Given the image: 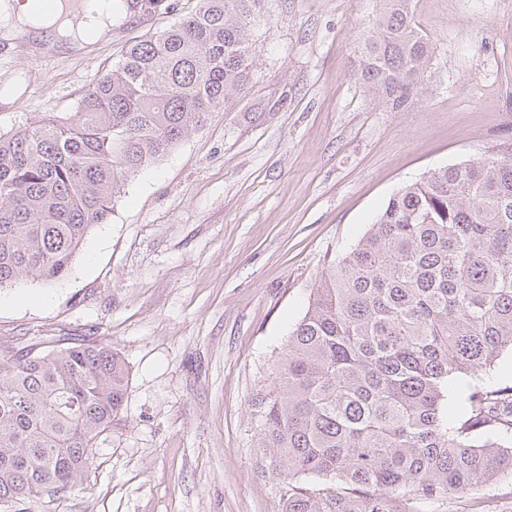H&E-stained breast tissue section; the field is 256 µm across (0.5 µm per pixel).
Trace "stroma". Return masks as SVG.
<instances>
[{
  "label": "stroma",
  "instance_id": "1",
  "mask_svg": "<svg viewBox=\"0 0 512 512\" xmlns=\"http://www.w3.org/2000/svg\"><path fill=\"white\" fill-rule=\"evenodd\" d=\"M199 0L143 5L89 53L21 37L0 57V130L76 112L129 44ZM382 0H260L249 85L125 178L70 274L0 288V342L110 340L124 406L82 486L32 512H278L248 403L329 260L427 172L512 145V0H413L433 48L400 109L359 78ZM283 96L279 109L266 105Z\"/></svg>",
  "mask_w": 512,
  "mask_h": 512
}]
</instances>
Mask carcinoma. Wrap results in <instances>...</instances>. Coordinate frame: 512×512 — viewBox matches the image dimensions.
I'll use <instances>...</instances> for the list:
<instances>
[{"label":"carcinoma","instance_id":"carcinoma-1","mask_svg":"<svg viewBox=\"0 0 512 512\" xmlns=\"http://www.w3.org/2000/svg\"><path fill=\"white\" fill-rule=\"evenodd\" d=\"M258 0H202L136 41L73 115L0 132V288L55 283L118 182L231 106L256 57ZM361 78L394 109L421 90L432 47L412 0H384ZM512 353V149L401 187L330 261L249 404L257 469L280 512H418L512 478V384L487 378ZM129 380L104 339L0 344V512L80 486ZM461 389L463 411L448 416Z\"/></svg>","mask_w":512,"mask_h":512}]
</instances>
